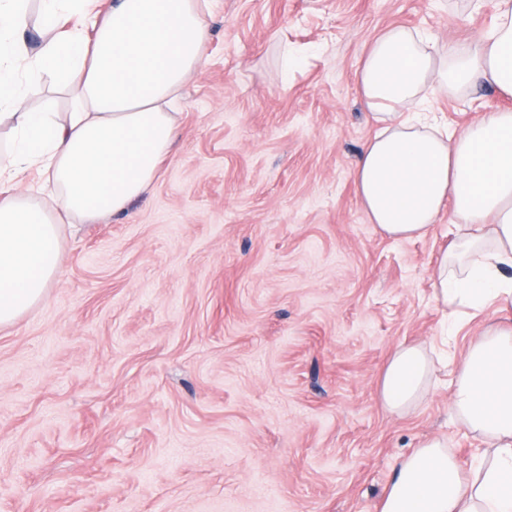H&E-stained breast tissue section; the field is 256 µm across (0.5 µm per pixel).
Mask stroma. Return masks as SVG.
<instances>
[{
    "label": "stroma",
    "mask_w": 512,
    "mask_h": 512,
    "mask_svg": "<svg viewBox=\"0 0 512 512\" xmlns=\"http://www.w3.org/2000/svg\"><path fill=\"white\" fill-rule=\"evenodd\" d=\"M496 0H216L176 148L129 209L61 227L44 301L0 326V512H381L428 439L482 443L450 403L481 326L434 299L458 218L370 224L353 168L377 129L355 72L400 25L474 48ZM458 132L512 98L438 92ZM436 358L386 410L396 346Z\"/></svg>",
    "instance_id": "stroma-1"
}]
</instances>
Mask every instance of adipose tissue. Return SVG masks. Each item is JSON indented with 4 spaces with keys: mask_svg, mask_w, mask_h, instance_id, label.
<instances>
[{
    "mask_svg": "<svg viewBox=\"0 0 512 512\" xmlns=\"http://www.w3.org/2000/svg\"><path fill=\"white\" fill-rule=\"evenodd\" d=\"M43 43L29 51L28 0H0V325L40 303L60 271L59 226L123 213L157 178L178 139L184 83L205 63L208 0H39ZM476 48L436 58L401 26L383 30L355 74L378 128L354 168L370 223L394 239L426 236L446 206L460 219L438 260L443 307H512V111L451 133L420 106L430 89L492 86L512 96V0H496ZM52 78L70 94L57 113L25 106ZM434 365L399 345L380 399L401 414L426 395ZM452 407L487 448L464 465L439 439L406 456L381 512H512V324L487 322L460 357Z\"/></svg>",
    "mask_w": 512,
    "mask_h": 512,
    "instance_id": "obj_1",
    "label": "adipose tissue"
}]
</instances>
